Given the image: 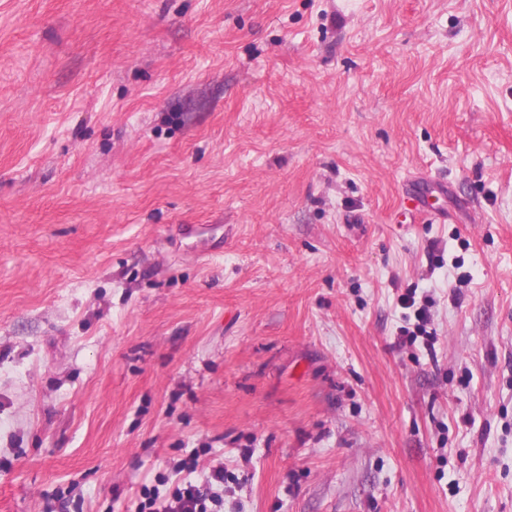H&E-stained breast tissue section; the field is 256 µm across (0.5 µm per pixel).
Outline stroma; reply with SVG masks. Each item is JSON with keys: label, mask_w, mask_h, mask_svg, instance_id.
<instances>
[{"label": "stroma", "mask_w": 512, "mask_h": 512, "mask_svg": "<svg viewBox=\"0 0 512 512\" xmlns=\"http://www.w3.org/2000/svg\"><path fill=\"white\" fill-rule=\"evenodd\" d=\"M189 459L512 512V0H0V512Z\"/></svg>", "instance_id": "35a3bbf8"}]
</instances>
